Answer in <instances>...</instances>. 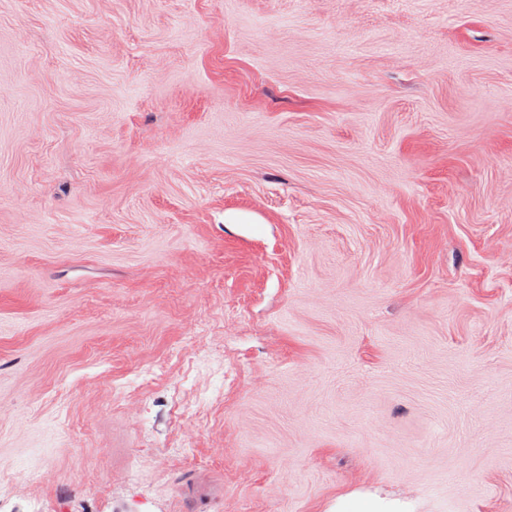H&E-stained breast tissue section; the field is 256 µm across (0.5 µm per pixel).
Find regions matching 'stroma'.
Masks as SVG:
<instances>
[{"mask_svg":"<svg viewBox=\"0 0 512 512\" xmlns=\"http://www.w3.org/2000/svg\"><path fill=\"white\" fill-rule=\"evenodd\" d=\"M0 512H512V0H0Z\"/></svg>","mask_w":512,"mask_h":512,"instance_id":"obj_1","label":"stroma"}]
</instances>
